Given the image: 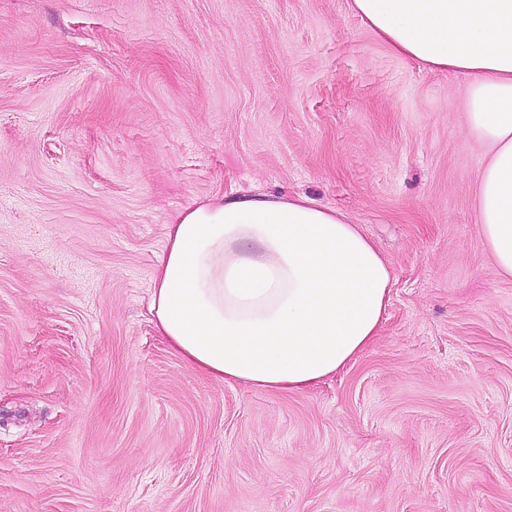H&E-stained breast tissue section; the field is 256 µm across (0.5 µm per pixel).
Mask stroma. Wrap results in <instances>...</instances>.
Instances as JSON below:
<instances>
[{
  "instance_id": "stroma-1",
  "label": "stroma",
  "mask_w": 512,
  "mask_h": 512,
  "mask_svg": "<svg viewBox=\"0 0 512 512\" xmlns=\"http://www.w3.org/2000/svg\"><path fill=\"white\" fill-rule=\"evenodd\" d=\"M469 80L349 0H0V512H512V280ZM260 187L342 211L395 285L302 392L158 336L166 227Z\"/></svg>"
}]
</instances>
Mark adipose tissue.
Segmentation results:
<instances>
[{
  "mask_svg": "<svg viewBox=\"0 0 512 512\" xmlns=\"http://www.w3.org/2000/svg\"><path fill=\"white\" fill-rule=\"evenodd\" d=\"M389 50L470 77L468 127L487 147L477 222L512 278V0H351ZM388 263L359 225L305 195L230 193L167 226L149 310L184 362L226 384L295 391L378 336Z\"/></svg>",
  "mask_w": 512,
  "mask_h": 512,
  "instance_id": "adipose-tissue-1",
  "label": "adipose tissue"
}]
</instances>
